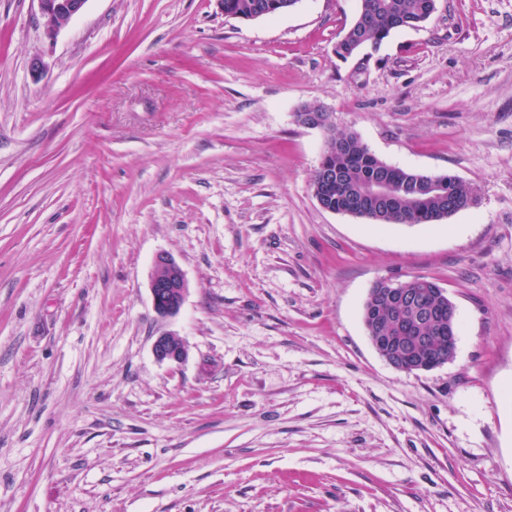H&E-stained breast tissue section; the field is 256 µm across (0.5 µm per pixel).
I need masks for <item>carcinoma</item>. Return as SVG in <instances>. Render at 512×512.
<instances>
[{
	"label": "carcinoma",
	"instance_id": "cac0c4a2",
	"mask_svg": "<svg viewBox=\"0 0 512 512\" xmlns=\"http://www.w3.org/2000/svg\"><path fill=\"white\" fill-rule=\"evenodd\" d=\"M261 0H224V16L242 20L254 17L255 4ZM437 10V0H358L354 21L336 43V56H353L367 47H379L391 32L423 26ZM320 128L326 140H342L339 150L324 148L319 167L312 178L315 196L325 198L335 208L343 206L347 197L361 200L356 217L370 224H430L443 220L467 207L472 190L457 176L425 174L388 164L375 156L353 132H338L320 115ZM382 179L388 187L382 202L365 195L366 185ZM394 307L386 296L370 288L363 306L364 323L386 336H399L393 318ZM448 328V319L431 325L414 326L419 336H430L435 357L448 361V344L438 336Z\"/></svg>",
	"mask_w": 512,
	"mask_h": 512
}]
</instances>
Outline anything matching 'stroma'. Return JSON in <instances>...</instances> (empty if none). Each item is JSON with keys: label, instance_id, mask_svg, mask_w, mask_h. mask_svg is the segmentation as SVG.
Returning <instances> with one entry per match:
<instances>
[{"label": "stroma", "instance_id": "obj_1", "mask_svg": "<svg viewBox=\"0 0 512 512\" xmlns=\"http://www.w3.org/2000/svg\"><path fill=\"white\" fill-rule=\"evenodd\" d=\"M357 7L87 0L50 38L0 0V512H512V0H437L343 61ZM308 104L473 203L322 209ZM160 252L188 283L172 317ZM413 276L457 349L408 374L363 305ZM165 333L184 362L155 358ZM223 5L224 15L227 17L254 20L255 4L265 2L261 0H219ZM187 281L180 266L168 253H158L153 260L150 292L156 312L176 315L187 293Z\"/></svg>", "mask_w": 512, "mask_h": 512}]
</instances>
